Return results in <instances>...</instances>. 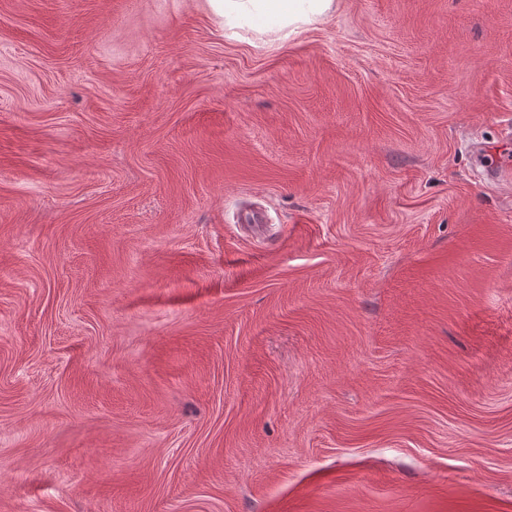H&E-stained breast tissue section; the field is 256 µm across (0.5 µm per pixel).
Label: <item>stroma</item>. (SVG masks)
<instances>
[{
    "mask_svg": "<svg viewBox=\"0 0 512 512\" xmlns=\"http://www.w3.org/2000/svg\"><path fill=\"white\" fill-rule=\"evenodd\" d=\"M510 127L512 0H0V512H512ZM212 13L224 28L259 30L261 20H269L279 31L288 35L321 22L335 9V0H208Z\"/></svg>",
    "mask_w": 512,
    "mask_h": 512,
    "instance_id": "35a3bbf8",
    "label": "stroma"
}]
</instances>
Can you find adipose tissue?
<instances>
[{
	"mask_svg": "<svg viewBox=\"0 0 512 512\" xmlns=\"http://www.w3.org/2000/svg\"><path fill=\"white\" fill-rule=\"evenodd\" d=\"M225 29L255 30L261 20L274 28L297 32L330 15L335 0H208Z\"/></svg>",
	"mask_w": 512,
	"mask_h": 512,
	"instance_id": "adipose-tissue-1",
	"label": "adipose tissue"
}]
</instances>
